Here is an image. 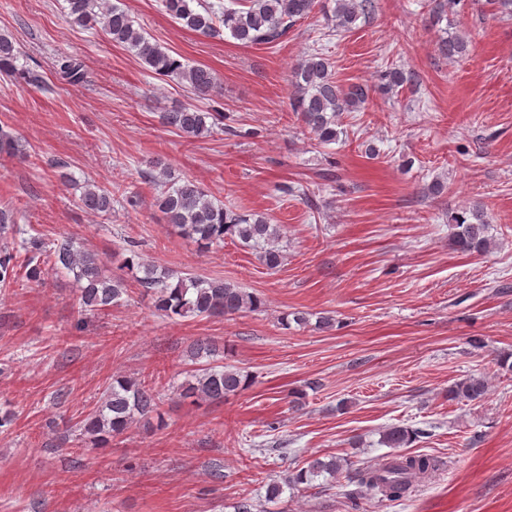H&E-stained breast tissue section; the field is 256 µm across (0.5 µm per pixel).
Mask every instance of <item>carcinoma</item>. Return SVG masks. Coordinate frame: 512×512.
Wrapping results in <instances>:
<instances>
[{"label": "carcinoma", "instance_id": "cac0c4a2", "mask_svg": "<svg viewBox=\"0 0 512 512\" xmlns=\"http://www.w3.org/2000/svg\"><path fill=\"white\" fill-rule=\"evenodd\" d=\"M67 15L72 23L86 29L101 25V30L112 42L132 51L153 73L176 77L190 93L207 99L219 90L216 75L202 65H190L181 57L163 50L151 42L143 28L124 8L112 4L101 5L100 0H66ZM330 20L339 33L350 32L359 19L372 8L370 0H333ZM164 11L176 22L204 37L216 38L221 31L244 45H269L286 37L299 22L309 18L317 0H229V5L216 12L203 0H162ZM438 52L445 58H459L467 52V42L456 32L441 30ZM18 53L13 42L0 34V73L17 75L27 86L45 84L42 73L35 68L18 67ZM60 70L73 82L85 79L83 64L66 58ZM295 82L291 99L292 111L314 133L321 143L334 142L340 131L338 117L354 112L368 98L362 85L344 86L336 81L328 59L309 55L294 68ZM415 74L401 68H392L382 75L383 89L395 90L413 83ZM161 123L183 137L199 139L209 136L224 119L221 112H205L196 105L178 107L160 115ZM25 145L17 137L0 132V154L19 156ZM147 179L157 189L154 206L165 215L178 233L201 249L219 246L224 239L238 240L256 252L268 269L278 268L284 259L281 246V226L273 224L262 214L240 215L214 202L196 181L183 179L176 185L172 175L161 161L153 163V172ZM112 192L87 182L81 197L83 207L93 213L112 211ZM456 231L452 245L471 254L485 255L492 248L488 224L477 211L461 212L454 216ZM11 235V245L0 249V286L8 287L18 281H38L50 271L73 274L79 286L81 311H102L119 303L128 292L123 278L106 269L103 259L88 250L76 239L61 236L45 239L32 235L17 224L16 213L0 210V235ZM131 270L141 292L150 297L154 309L169 319L187 317H229L255 311L262 301L255 294L224 282L191 273H173L136 259L124 260ZM218 350L207 339L194 343L189 357L197 365L180 386V397L208 403L222 402L252 382L249 374L224 365L217 359ZM488 381L470 376L455 382L448 390L452 399L470 403L485 399ZM162 400L155 388L146 382L128 377H116L101 404L81 421V440L93 448H103L131 424L142 419L150 423L151 416L161 418ZM426 435L422 429L391 426L384 430L381 444L388 448H406ZM438 460L428 454L399 453L381 465L364 464L353 470L349 482L361 489L379 494L390 501L398 500L408 492L411 481L420 474L437 467ZM348 460L333 456L325 461H308L293 477L281 484H268L266 497L278 499L283 486L306 484L327 474L336 477L348 469Z\"/></svg>", "mask_w": 512, "mask_h": 512}]
</instances>
